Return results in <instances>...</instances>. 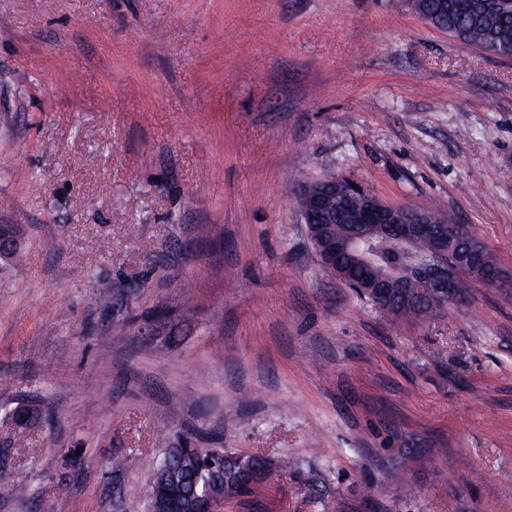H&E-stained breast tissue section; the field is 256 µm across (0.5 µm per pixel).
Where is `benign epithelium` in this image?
<instances>
[{
    "mask_svg": "<svg viewBox=\"0 0 512 512\" xmlns=\"http://www.w3.org/2000/svg\"><path fill=\"white\" fill-rule=\"evenodd\" d=\"M334 186L342 188L347 199L360 197L359 204L346 208L342 216L346 232L341 238L332 236L329 229V225L336 223V209L330 206L325 188ZM300 194L313 208L311 212L302 211V218L321 265L339 280L352 281L362 292L387 297L393 288L410 289L417 283L429 298H450L455 294L458 275L482 258L484 244L475 237L462 234L455 226L435 236V225L448 223L447 218L423 208L385 204L346 178L309 181L300 187ZM377 234L397 240L409 253L420 243L433 238L438 261L432 263L423 259L403 267L381 265L363 249V245ZM343 255L351 258L358 276L349 277L347 270L339 265ZM197 512H226V502L220 496L207 493L199 497Z\"/></svg>",
    "mask_w": 512,
    "mask_h": 512,
    "instance_id": "1",
    "label": "benign epithelium"
}]
</instances>
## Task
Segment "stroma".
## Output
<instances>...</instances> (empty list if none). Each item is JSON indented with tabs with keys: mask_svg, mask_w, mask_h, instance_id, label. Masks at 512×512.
<instances>
[{
	"mask_svg": "<svg viewBox=\"0 0 512 512\" xmlns=\"http://www.w3.org/2000/svg\"><path fill=\"white\" fill-rule=\"evenodd\" d=\"M332 176L512 275V58L409 0H0V512H150L199 433L297 459L254 512H512V288L392 320L314 253Z\"/></svg>",
	"mask_w": 512,
	"mask_h": 512,
	"instance_id": "1",
	"label": "stroma"
}]
</instances>
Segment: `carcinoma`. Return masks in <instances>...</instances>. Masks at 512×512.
<instances>
[{
  "instance_id": "obj_1",
  "label": "carcinoma",
  "mask_w": 512,
  "mask_h": 512,
  "mask_svg": "<svg viewBox=\"0 0 512 512\" xmlns=\"http://www.w3.org/2000/svg\"><path fill=\"white\" fill-rule=\"evenodd\" d=\"M489 5L477 9L473 0H448V9H442L440 0H410L414 11L424 20H434V27L462 42L490 50L500 56L512 53V0H487ZM477 281L489 288L512 285L507 280L496 257L487 252L480 265L469 271L458 284L455 300L468 296L470 282ZM374 307L395 319L414 321L432 317L448 306V301L434 303L396 296L381 301L364 295ZM37 409L12 411V421L19 428L36 424ZM297 468L293 459L282 458L274 463L264 457H241L239 453L224 450L221 458H208V452L188 453L183 448H170L163 460L148 476V489L166 484L180 491L185 500L194 492L207 489L224 494L228 499L251 498L257 485L266 483Z\"/></svg>"
}]
</instances>
